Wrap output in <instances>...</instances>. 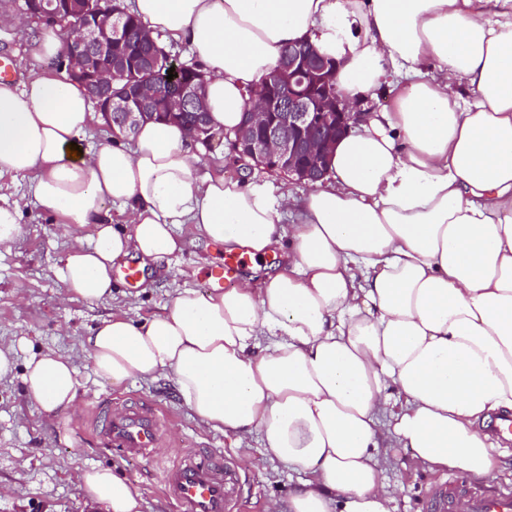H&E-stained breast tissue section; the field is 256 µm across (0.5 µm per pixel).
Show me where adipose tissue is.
I'll use <instances>...</instances> for the list:
<instances>
[{
  "label": "adipose tissue",
  "instance_id": "ef3b65f1",
  "mask_svg": "<svg viewBox=\"0 0 512 512\" xmlns=\"http://www.w3.org/2000/svg\"><path fill=\"white\" fill-rule=\"evenodd\" d=\"M131 10L201 64L216 134L239 126L282 51L304 39L339 62L349 102L390 75L401 82L300 200L199 175L195 135L176 123L86 144L96 112L67 73L0 82V177L30 179L26 196L0 202V252L31 200L81 228L55 270L67 296L98 301L126 258L144 268L182 252L181 225L254 261L294 218L278 272L178 290L143 322L101 321L82 341L94 375L116 386L171 378L206 428L240 448L261 435L304 476L288 508L273 500L267 512H392L381 482L391 448L432 470L493 475L485 423L512 412V0H132ZM24 384L45 412L76 404V369L54 352L30 356ZM78 479L91 512H141L111 469Z\"/></svg>",
  "mask_w": 512,
  "mask_h": 512
}]
</instances>
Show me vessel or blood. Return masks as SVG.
I'll list each match as a JSON object with an SVG mask.
<instances>
[{
    "instance_id": "b4317fda",
    "label": "vessel or blood",
    "mask_w": 512,
    "mask_h": 512,
    "mask_svg": "<svg viewBox=\"0 0 512 512\" xmlns=\"http://www.w3.org/2000/svg\"><path fill=\"white\" fill-rule=\"evenodd\" d=\"M244 257L228 254L222 266L212 270L209 285L222 288L235 282ZM165 427L152 408L135 405L113 410L100 432L104 441L137 460L159 444ZM162 484L180 512H238L240 474L223 454L190 456L162 473ZM431 512H512V497H491L461 478L435 484L428 493Z\"/></svg>"
}]
</instances>
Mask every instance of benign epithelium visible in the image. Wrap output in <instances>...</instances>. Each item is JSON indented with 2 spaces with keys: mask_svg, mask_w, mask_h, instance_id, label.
<instances>
[{
  "mask_svg": "<svg viewBox=\"0 0 512 512\" xmlns=\"http://www.w3.org/2000/svg\"><path fill=\"white\" fill-rule=\"evenodd\" d=\"M24 13L32 18L55 20L67 9L82 23L83 39L78 46L65 45L68 75L84 84L98 112L109 126L134 128L140 121L163 117L181 121L185 105L192 108L190 129L203 140L212 136L206 129V81L192 78L168 95L165 111L154 107L157 93L148 91L127 76L128 60L120 50L121 24L117 12L104 9L100 0H28ZM141 42L150 52L138 64L141 71L154 66L158 43L147 29L140 31ZM338 64L305 42L301 50L286 52L257 91L259 106L245 109L232 146L240 158L259 167L279 170L313 187L327 173L330 151L336 141L360 115V105L342 97L335 83ZM288 89V102L276 92Z\"/></svg>",
  "mask_w": 512,
  "mask_h": 512,
  "instance_id": "obj_1",
  "label": "benign epithelium"
}]
</instances>
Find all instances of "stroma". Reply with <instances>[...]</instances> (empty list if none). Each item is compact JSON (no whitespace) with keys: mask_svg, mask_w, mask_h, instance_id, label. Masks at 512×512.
<instances>
[{"mask_svg":"<svg viewBox=\"0 0 512 512\" xmlns=\"http://www.w3.org/2000/svg\"><path fill=\"white\" fill-rule=\"evenodd\" d=\"M41 24L0 31V55L11 57L18 80L40 72L34 59ZM212 171L277 187L288 184L296 197L307 185L287 175L242 166L225 154L215 139L197 148ZM22 233L12 251L0 254V347L16 346L14 372L0 379V512H86L79 471L92 467L113 469L126 477L143 499V512H178L162 491V467L179 461L185 450L204 448L222 452L241 475L240 512H266L269 501L287 502L302 476L268 454L261 437H254L250 463H242L233 435L201 427L166 377L138 379L122 385L96 378L80 345L84 336L113 309L143 321L167 313L175 292L204 289L212 269L224 261V249L196 235L181 254L152 266L142 284H127L113 276L112 289L101 300L61 301L62 281L55 267L69 239L56 219L36 204H28ZM53 351L70 357L78 370L77 410L48 415L28 396L23 374L30 353ZM135 401L156 406L168 421V431L151 457L132 462L120 449L105 444L94 430L99 410ZM381 475L393 499V512H423L429 489L448 479L445 471L418 466L409 449L393 448Z\"/></svg>","mask_w":512,"mask_h":512,"instance_id":"35a3bbf8","label":"stroma"}]
</instances>
